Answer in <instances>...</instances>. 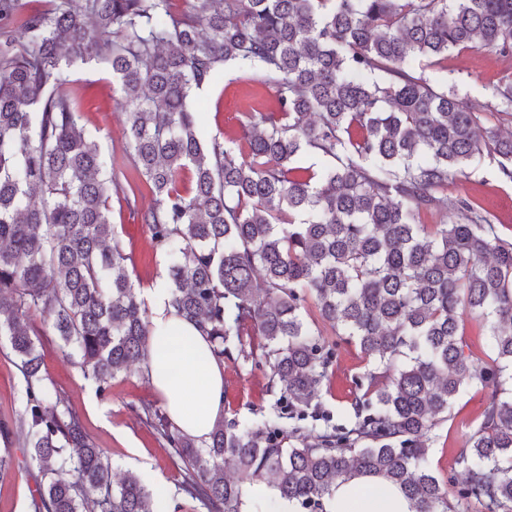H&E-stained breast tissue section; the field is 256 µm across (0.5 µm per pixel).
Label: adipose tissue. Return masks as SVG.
I'll use <instances>...</instances> for the list:
<instances>
[{
    "mask_svg": "<svg viewBox=\"0 0 512 512\" xmlns=\"http://www.w3.org/2000/svg\"><path fill=\"white\" fill-rule=\"evenodd\" d=\"M151 330L169 338L166 349L150 351V381L170 420L186 435L204 441L224 414V365L212 356L197 327L180 319L170 304L166 284L150 291ZM183 336L191 345L180 344ZM330 512H415L399 488L373 476H356L339 485Z\"/></svg>",
    "mask_w": 512,
    "mask_h": 512,
    "instance_id": "ef3b65f1",
    "label": "adipose tissue"
}]
</instances>
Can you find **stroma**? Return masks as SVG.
<instances>
[{
	"instance_id": "obj_1",
	"label": "stroma",
	"mask_w": 512,
	"mask_h": 512,
	"mask_svg": "<svg viewBox=\"0 0 512 512\" xmlns=\"http://www.w3.org/2000/svg\"><path fill=\"white\" fill-rule=\"evenodd\" d=\"M448 85L473 103L484 105L499 79L512 73V57L485 50L449 53L443 62ZM68 87L82 103V120L97 137L106 168L117 173L125 189L124 197L110 200L112 222L127 253L133 258L129 272L141 297L166 279V264L156 253L145 225L136 220L132 203H147L150 194L144 179L129 166L123 135L125 115L120 95L112 85L109 65L93 61L71 68ZM202 110L200 137L203 142L241 141V121L251 112H268L276 105L274 88L251 81L247 72L228 67L224 79L196 90ZM449 197H468L494 214L497 234L512 243V180L499 169L497 155L486 153L448 186ZM42 370L58 397L81 416L91 440L112 460L113 477L131 472L150 487L166 488L180 512H204L198 501L182 492V473L169 458L164 440L137 414L143 405L161 406L162 401L150 381L140 371L113 380L107 396L96 394L80 369L65 355L57 341L45 340L38 347ZM364 367L358 347L342 345L329 383L323 388L322 403L335 422L352 419L357 391L353 376ZM264 371L249 370L233 363L224 365V414L242 422L256 423L268 414L276 396L267 388ZM25 382L16 358L0 346V415H12L23 406ZM486 397L478 387L464 389L455 401L447 421L434 431L432 466L439 477L458 474L455 458L465 437L479 417ZM13 468L0 475V512H31L40 475L31 465L22 444L11 450Z\"/></svg>"
}]
</instances>
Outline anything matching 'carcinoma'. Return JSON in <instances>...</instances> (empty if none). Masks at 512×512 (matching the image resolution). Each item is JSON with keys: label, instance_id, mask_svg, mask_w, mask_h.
Masks as SVG:
<instances>
[{"label": "carcinoma", "instance_id": "carcinoma-1", "mask_svg": "<svg viewBox=\"0 0 512 512\" xmlns=\"http://www.w3.org/2000/svg\"><path fill=\"white\" fill-rule=\"evenodd\" d=\"M184 2L0 0V339L25 380L0 443L26 433L33 512L169 509L131 473L112 481L38 351L55 337L101 396L133 366L149 376L148 309L109 205L124 189L64 91L72 66L99 59L150 188L134 213L173 308L218 361L265 368L279 391L261 423L223 417L200 444L142 407L181 490L207 512H241L246 486L329 512L357 474L399 486L415 512H512V244L482 206L447 195L485 151L512 163V133L425 75L454 50L512 53V0ZM228 64L277 93L276 110L247 116L245 150L203 143L191 101ZM494 98L485 111L512 112V73ZM305 153L328 164L303 167ZM311 303L334 336L312 329ZM466 316L484 322L483 358L466 350ZM343 344L370 362L348 426L320 402ZM470 386L488 395L455 460L461 479L445 480L432 432Z\"/></svg>", "mask_w": 512, "mask_h": 512}]
</instances>
